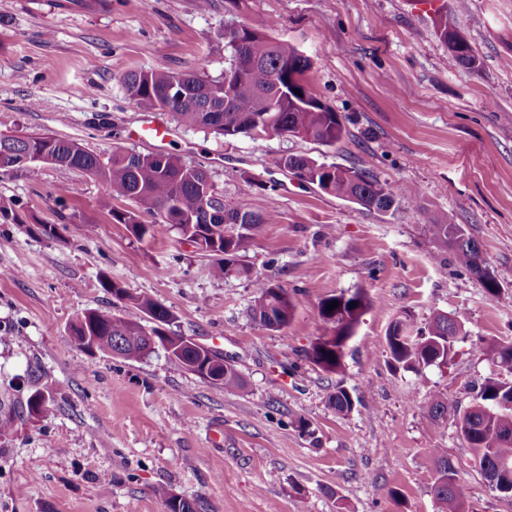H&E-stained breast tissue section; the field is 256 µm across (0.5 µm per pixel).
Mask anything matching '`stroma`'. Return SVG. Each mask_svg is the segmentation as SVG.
I'll list each match as a JSON object with an SVG mask.
<instances>
[{"label": "stroma", "instance_id": "stroma-1", "mask_svg": "<svg viewBox=\"0 0 512 512\" xmlns=\"http://www.w3.org/2000/svg\"><path fill=\"white\" fill-rule=\"evenodd\" d=\"M439 4L478 69L413 0H213L205 11L198 0H0V136L73 140L104 158L171 154L264 219L239 256L245 273L216 278L177 231L140 240L113 223L99 177L0 171L13 204L0 216V512H167L162 486L208 512H435L434 448L447 449L470 512H512L455 426L427 412L439 392L470 407L471 384L499 374L488 344L512 341V0ZM245 23L310 56L311 92L347 129L339 142L216 135L126 95L131 71L221 78L224 33ZM149 120L172 129L169 143L138 138ZM288 155L372 173L404 196L365 210L280 167ZM447 213L500 277L496 296L436 261L425 226ZM257 278L292 300L282 330L252 315ZM358 290L369 306L343 372L326 373L307 357L325 332L319 304ZM138 296L169 309L170 334L222 353L244 389L175 371L161 352L127 361L72 342L85 312L133 316ZM406 312L419 328L437 313L461 324L447 364L392 369L386 332ZM339 385L367 409L336 413ZM37 392L46 409L33 415ZM436 33L439 39L448 46V50L462 66L470 69L477 68L478 60L476 56L473 54L467 41H465L458 34L455 27L448 22V14H438Z\"/></svg>", "mask_w": 512, "mask_h": 512}]
</instances>
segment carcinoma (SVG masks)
Returning a JSON list of instances; mask_svg holds the SVG:
<instances>
[{"label":"carcinoma","mask_w":512,"mask_h":512,"mask_svg":"<svg viewBox=\"0 0 512 512\" xmlns=\"http://www.w3.org/2000/svg\"><path fill=\"white\" fill-rule=\"evenodd\" d=\"M436 33L456 60L475 69L478 60L471 47L440 13ZM240 45L230 53L225 72L242 74V80L225 84V79L209 80L194 73L140 71L124 78L129 98L140 105L170 112L181 124L209 130L218 135H257L265 128L283 136H293L331 146L347 133L340 115L322 104L309 90L306 73L311 59L285 40L270 37L265 31L244 24L238 30ZM300 94H295V90ZM48 148L52 163L83 170L103 179L108 185V197L102 207L118 224H124L138 239L153 238L165 229L176 230L184 240L196 247L206 245L203 252L215 257L210 274L222 277L237 262L250 231L263 223V217L251 209L248 198L234 206L224 205L223 196L205 199L212 184L207 170L183 162L165 153L142 154L116 149L107 160L81 144L48 136L14 135L0 137V170L11 167L30 149ZM280 165L298 178L317 185L337 198L355 203L366 210L386 213L403 194L400 187L382 182L362 171L344 169L334 164L319 163L305 156H288ZM124 199L134 204L130 210H118L112 200ZM441 251L452 253L458 268L479 280L488 296L499 288L493 276L483 277L479 261L483 260L478 242L451 215L426 225ZM254 318L264 326L281 330L292 319L294 306L283 288L266 280H254ZM333 310L327 306L334 302ZM356 306H351V303ZM136 307L153 319L150 332L164 341L169 324V310L149 297L134 299ZM368 306L366 296L356 291L346 296L324 298L318 310L326 326L308 352V357L326 373L337 374L342 369L344 339L355 332ZM409 340H387L389 363L396 370L419 372L428 366L426 351L439 359H450L455 343L461 336L457 323L437 314L425 328H414L410 314L400 319ZM75 336H90L89 351L116 352L128 360L139 361L148 355L140 322L117 315L110 310H90L71 326ZM176 370L192 372L203 380L226 388L242 389L244 383L224 356L191 345H181L169 339L164 349ZM493 360L500 371L512 374V345L492 348ZM480 408L470 413L471 433L465 440L471 448L480 470L501 463L512 468V385L488 378L476 395ZM330 404L337 413L347 415L361 407L372 406L353 399L342 386L330 395ZM463 414L458 402L439 395L429 406L432 419L458 425ZM430 455L435 468L433 486L437 512H469L457 471L444 448H433ZM168 512H195L189 500L177 496L165 487L157 489Z\"/></svg>","instance_id":"carcinoma-1"}]
</instances>
